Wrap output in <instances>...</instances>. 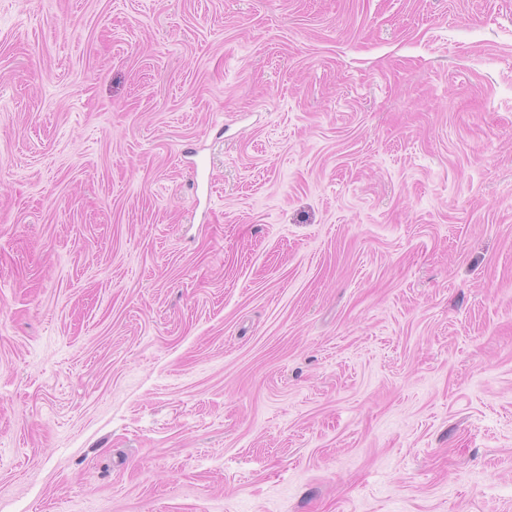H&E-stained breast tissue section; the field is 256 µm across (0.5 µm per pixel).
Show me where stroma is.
I'll list each match as a JSON object with an SVG mask.
<instances>
[{"instance_id": "stroma-1", "label": "stroma", "mask_w": 512, "mask_h": 512, "mask_svg": "<svg viewBox=\"0 0 512 512\" xmlns=\"http://www.w3.org/2000/svg\"><path fill=\"white\" fill-rule=\"evenodd\" d=\"M0 512H512V0H0Z\"/></svg>"}]
</instances>
